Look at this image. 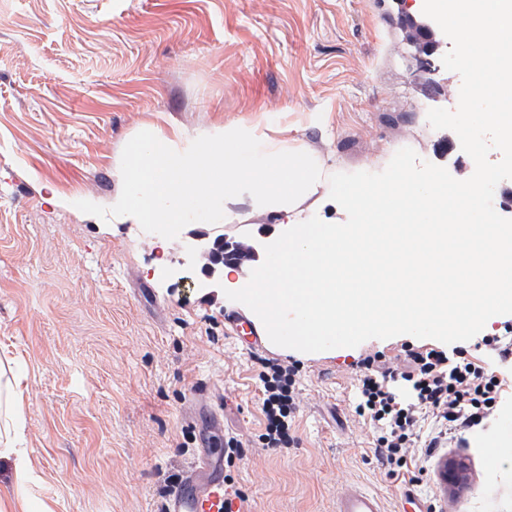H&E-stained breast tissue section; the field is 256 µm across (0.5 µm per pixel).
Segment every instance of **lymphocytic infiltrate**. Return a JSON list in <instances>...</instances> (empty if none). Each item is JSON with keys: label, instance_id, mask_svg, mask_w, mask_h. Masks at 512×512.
I'll return each mask as SVG.
<instances>
[{"label": "lymphocytic infiltrate", "instance_id": "1", "mask_svg": "<svg viewBox=\"0 0 512 512\" xmlns=\"http://www.w3.org/2000/svg\"><path fill=\"white\" fill-rule=\"evenodd\" d=\"M360 368L357 409L377 429L374 454L393 476L418 466L412 428L423 411L436 413L446 424L473 430L497 414L502 399L501 382L489 362L463 346L407 353L399 369L389 367L380 355H370L361 360ZM296 372L290 363L261 362L263 447L285 448L293 441L289 429L296 412ZM395 378L404 384L405 395L392 387Z\"/></svg>", "mask_w": 512, "mask_h": 512}]
</instances>
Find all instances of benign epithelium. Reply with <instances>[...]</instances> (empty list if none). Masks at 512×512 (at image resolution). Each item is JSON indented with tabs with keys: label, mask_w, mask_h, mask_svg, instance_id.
I'll return each mask as SVG.
<instances>
[{
	"label": "benign epithelium",
	"mask_w": 512,
	"mask_h": 512,
	"mask_svg": "<svg viewBox=\"0 0 512 512\" xmlns=\"http://www.w3.org/2000/svg\"><path fill=\"white\" fill-rule=\"evenodd\" d=\"M399 5L402 30L407 42L414 48L413 58L419 71L427 75L425 93L432 99L448 90V79L444 78L445 67L442 58L448 51V37L438 25L418 8L410 12L408 0H396ZM205 263L206 280L198 287L211 290V294L224 288V279L218 269L229 266L241 269L255 257V247L242 240L224 237L214 245H205L199 251Z\"/></svg>",
	"instance_id": "benign-epithelium-1"
}]
</instances>
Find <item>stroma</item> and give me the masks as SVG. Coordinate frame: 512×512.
I'll return each instance as SVG.
<instances>
[{
    "label": "stroma",
    "instance_id": "1",
    "mask_svg": "<svg viewBox=\"0 0 512 512\" xmlns=\"http://www.w3.org/2000/svg\"><path fill=\"white\" fill-rule=\"evenodd\" d=\"M395 0H0V365L17 383L21 437L0 457V512L14 455L37 479L32 512H165L169 485L194 463L192 388L223 393L226 432L246 448L226 468L247 512H331L354 483L387 507L512 512V469L487 473L474 433L416 426L440 451L417 481L392 477L360 417V369L382 352L439 348L400 335L354 348L294 352L299 412L287 449L262 447L258 358L272 355L228 323L259 318L225 294L192 288L203 260L192 232L254 243L286 215L236 206L232 223L187 225L159 247L112 207L126 143L144 129L192 140L230 121L270 124L339 172H379L397 150L469 178L475 164L427 121L422 73ZM182 270L180 285L173 270ZM460 466L457 484L443 478Z\"/></svg>",
    "mask_w": 512,
    "mask_h": 512
}]
</instances>
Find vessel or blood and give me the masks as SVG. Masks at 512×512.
<instances>
[{
  "label": "vessel or blood",
  "mask_w": 512,
  "mask_h": 512,
  "mask_svg": "<svg viewBox=\"0 0 512 512\" xmlns=\"http://www.w3.org/2000/svg\"><path fill=\"white\" fill-rule=\"evenodd\" d=\"M208 387H196L193 410L207 416L201 449L180 480L168 491L166 512H245L239 498L231 496L224 479V423L209 408ZM496 450L486 459V470H496L512 459V420L501 421L494 442ZM334 512H386L382 498L359 486H351L336 497Z\"/></svg>",
  "instance_id": "obj_1"
}]
</instances>
